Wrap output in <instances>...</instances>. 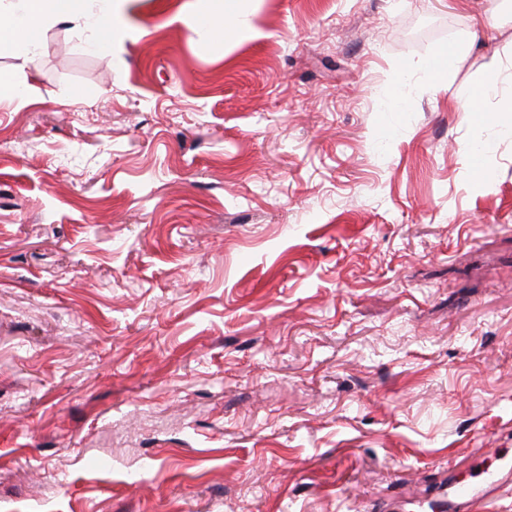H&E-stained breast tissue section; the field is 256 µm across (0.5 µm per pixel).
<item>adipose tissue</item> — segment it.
Masks as SVG:
<instances>
[{
    "mask_svg": "<svg viewBox=\"0 0 512 512\" xmlns=\"http://www.w3.org/2000/svg\"><path fill=\"white\" fill-rule=\"evenodd\" d=\"M96 2L92 10L87 0H0V53H11L21 46L27 55H35L45 29L75 17L82 18L92 49L111 48L114 32L106 18L112 11V0Z\"/></svg>",
    "mask_w": 512,
    "mask_h": 512,
    "instance_id": "ef3b65f1",
    "label": "adipose tissue"
}]
</instances>
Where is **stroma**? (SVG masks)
Listing matches in <instances>:
<instances>
[{"mask_svg":"<svg viewBox=\"0 0 512 512\" xmlns=\"http://www.w3.org/2000/svg\"><path fill=\"white\" fill-rule=\"evenodd\" d=\"M496 2L114 0L109 54H0V512H439L512 458ZM474 98L489 99L499 97V109L501 112H512V97H501L499 93V77L493 72L472 94Z\"/></svg>","mask_w":512,"mask_h":512,"instance_id":"obj_1","label":"stroma"}]
</instances>
